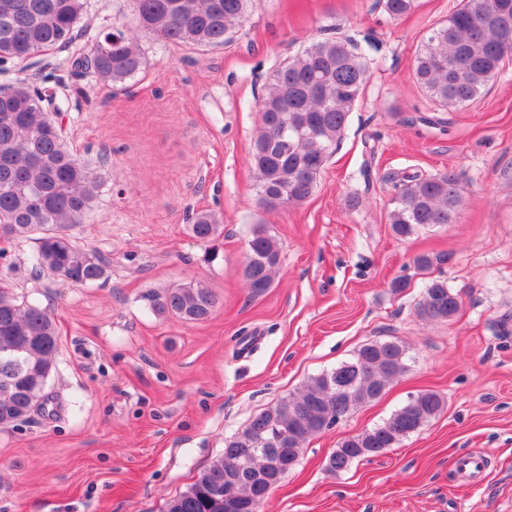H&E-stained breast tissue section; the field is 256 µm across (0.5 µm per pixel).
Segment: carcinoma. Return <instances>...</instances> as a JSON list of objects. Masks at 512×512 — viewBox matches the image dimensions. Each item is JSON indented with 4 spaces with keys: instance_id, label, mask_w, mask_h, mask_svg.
<instances>
[{
    "instance_id": "obj_1",
    "label": "carcinoma",
    "mask_w": 512,
    "mask_h": 512,
    "mask_svg": "<svg viewBox=\"0 0 512 512\" xmlns=\"http://www.w3.org/2000/svg\"><path fill=\"white\" fill-rule=\"evenodd\" d=\"M253 0H133L140 27L170 43L224 45L247 16ZM384 11L401 19L415 0H382ZM84 0H0V64L25 61L49 47L68 48L83 16ZM512 56V0H462L448 18L433 24L412 65L417 86L438 106L456 109L480 96ZM120 82L136 75L143 58L135 34L110 31L71 62ZM369 62L348 38L318 40L274 74L258 112L261 125L250 164L260 203L288 208L314 193L326 161L336 150L367 82ZM53 93L27 82L0 87V243L33 239L30 272L89 287L112 269V258L85 247L70 234L89 221L102 186L100 174L64 144ZM389 219L401 238L420 226L448 224L463 205L464 188L454 170L404 176L395 184ZM220 224L199 213L191 231L207 242ZM448 260L419 254L415 267L427 271ZM280 246L263 224L247 241L243 277L251 293L272 287ZM211 288L180 285L151 298L152 308L185 322L209 318L215 307ZM459 295L440 279L424 287L419 313L449 320L460 309ZM60 338L40 303L0 288V428L27 419L48 400L56 372ZM399 340L363 345L354 356L312 378L297 395L280 399L224 440V451L184 492L168 501L166 512H256L253 495L278 483L298 461L303 444L331 428L353 409L379 399L394 379L409 370ZM443 396L433 390L409 398L382 424L341 441L328 457L332 473L394 447L438 416Z\"/></svg>"
}]
</instances>
